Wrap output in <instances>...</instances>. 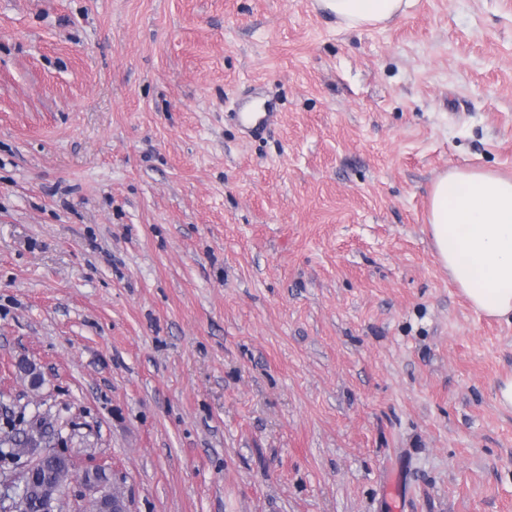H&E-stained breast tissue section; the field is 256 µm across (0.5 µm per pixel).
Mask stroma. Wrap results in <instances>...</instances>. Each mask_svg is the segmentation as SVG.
Here are the masks:
<instances>
[{
  "mask_svg": "<svg viewBox=\"0 0 512 512\" xmlns=\"http://www.w3.org/2000/svg\"><path fill=\"white\" fill-rule=\"evenodd\" d=\"M456 167L512 176V0H0V432L128 512H512V322L425 224ZM346 28L376 27L405 13L415 0H318Z\"/></svg>",
  "mask_w": 512,
  "mask_h": 512,
  "instance_id": "1",
  "label": "stroma"
}]
</instances>
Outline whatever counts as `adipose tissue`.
Segmentation results:
<instances>
[{
	"instance_id": "obj_1",
	"label": "adipose tissue",
	"mask_w": 512,
	"mask_h": 512,
	"mask_svg": "<svg viewBox=\"0 0 512 512\" xmlns=\"http://www.w3.org/2000/svg\"><path fill=\"white\" fill-rule=\"evenodd\" d=\"M414 3L319 0L347 28L387 23ZM426 222L438 261L471 306L489 317H512V178L475 168L441 174Z\"/></svg>"
}]
</instances>
